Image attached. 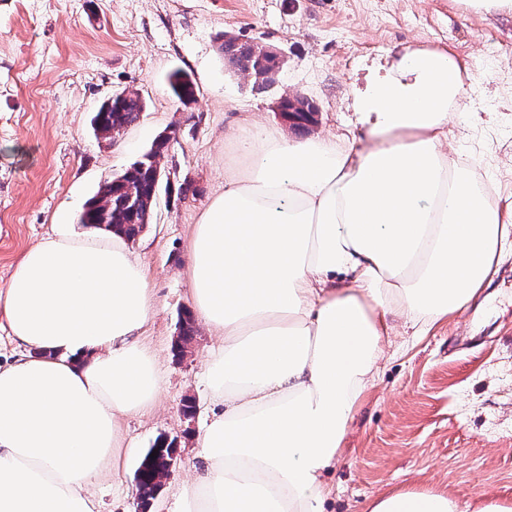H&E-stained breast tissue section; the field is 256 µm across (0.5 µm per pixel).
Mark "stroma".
I'll use <instances>...</instances> for the list:
<instances>
[{
    "label": "stroma",
    "instance_id": "1",
    "mask_svg": "<svg viewBox=\"0 0 512 512\" xmlns=\"http://www.w3.org/2000/svg\"><path fill=\"white\" fill-rule=\"evenodd\" d=\"M272 48L273 84L253 87L220 56L223 34ZM450 49L472 63L473 81L452 128L468 158L483 159L512 201V16L480 18L464 0H0V290L26 250L77 216L99 185L170 135L161 164L172 185L129 249L140 260L156 314L143 344L164 388L153 412L127 418L135 453L118 478L94 488L100 512H135V473L158 436L180 441L171 477L201 467L196 437L211 413L202 382L216 338L204 325L183 360L170 347L192 304L186 247L202 210L224 187V134L258 114L280 124L275 98L298 91L319 108L311 135L342 133L354 95L404 49ZM198 85L179 105L167 75ZM140 89L147 109L114 140L96 139L90 116L111 94ZM190 180L195 191L178 197ZM355 411L329 480L326 512H365L383 493L432 486L460 512L481 501L512 502V254L465 307L422 334L396 327ZM193 399L196 412L181 408Z\"/></svg>",
    "mask_w": 512,
    "mask_h": 512
}]
</instances>
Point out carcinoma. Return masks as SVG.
<instances>
[{
  "instance_id": "cac0c4a2",
  "label": "carcinoma",
  "mask_w": 512,
  "mask_h": 512,
  "mask_svg": "<svg viewBox=\"0 0 512 512\" xmlns=\"http://www.w3.org/2000/svg\"><path fill=\"white\" fill-rule=\"evenodd\" d=\"M224 60L235 70L247 71V62H255L262 48L241 43L236 38L222 41L219 46ZM168 84L183 106L195 101L196 85L191 76L180 69L168 77ZM283 117L298 130L315 123L318 106L305 99L294 104L288 94L278 97ZM147 109V102L137 89H125L103 101L91 118V128L96 138L112 140L127 128L139 122ZM169 140L156 138L150 149L129 167L112 174L98 191L84 204L79 223L88 229L97 230L133 241L150 223L157 196L165 175L161 159ZM195 337L194 320L191 313L181 317L179 332L173 340L171 353L177 360L187 355ZM157 455H152V452ZM170 452V441L159 437L143 456L136 478L144 487L160 485L165 475V464Z\"/></svg>"
}]
</instances>
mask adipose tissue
<instances>
[{"instance_id": "adipose-tissue-1", "label": "adipose tissue", "mask_w": 512, "mask_h": 512, "mask_svg": "<svg viewBox=\"0 0 512 512\" xmlns=\"http://www.w3.org/2000/svg\"><path fill=\"white\" fill-rule=\"evenodd\" d=\"M462 72L410 46L359 91L361 132L298 140L255 118L225 139L224 190L187 248L194 309L222 341L214 410L172 512H324L391 321L427 329L494 275L512 213L448 148ZM0 313L25 349L0 366V512H99L93 487L130 454L122 420L161 389L146 273L122 238L59 231L24 253ZM368 512L459 506L401 490Z\"/></svg>"}]
</instances>
